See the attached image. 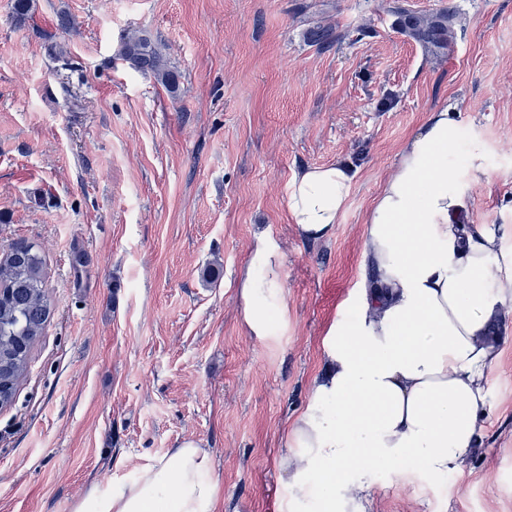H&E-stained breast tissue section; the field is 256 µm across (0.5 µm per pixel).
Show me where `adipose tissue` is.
I'll return each mask as SVG.
<instances>
[{"instance_id": "ef3b65f1", "label": "adipose tissue", "mask_w": 512, "mask_h": 512, "mask_svg": "<svg viewBox=\"0 0 512 512\" xmlns=\"http://www.w3.org/2000/svg\"><path fill=\"white\" fill-rule=\"evenodd\" d=\"M460 114H429L368 211L358 282L322 340L324 367L289 425L279 460L282 512H365L377 473L403 484L463 473L491 407L489 373L512 307V226L461 224L458 167L485 174ZM350 166H305L287 210L306 242L329 239L350 197ZM285 260L258 237L240 282L251 336L288 325ZM209 449L184 441L118 487H92L72 512H217Z\"/></svg>"}]
</instances>
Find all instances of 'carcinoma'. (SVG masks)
Wrapping results in <instances>:
<instances>
[{
	"instance_id": "carcinoma-1",
	"label": "carcinoma",
	"mask_w": 512,
	"mask_h": 512,
	"mask_svg": "<svg viewBox=\"0 0 512 512\" xmlns=\"http://www.w3.org/2000/svg\"><path fill=\"white\" fill-rule=\"evenodd\" d=\"M398 29L435 54H446L455 35L456 11L452 8L421 14L399 7L394 11ZM306 39L320 48L336 41L334 30L317 25ZM119 56L132 68L154 75L170 91L178 88L179 75L154 41L140 31L121 41ZM51 317V303L44 289V260L36 245L18 242L0 253V402L13 401L23 376L29 351Z\"/></svg>"
}]
</instances>
